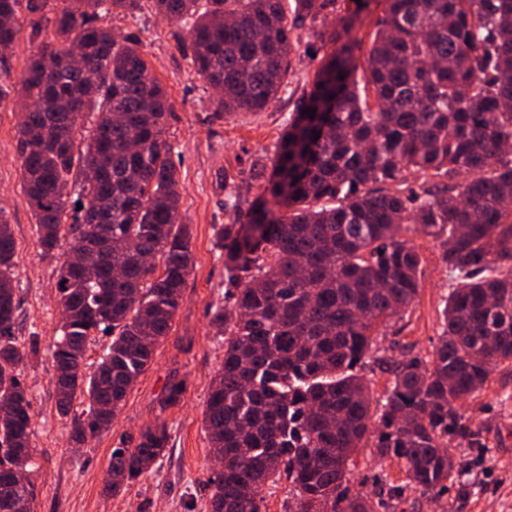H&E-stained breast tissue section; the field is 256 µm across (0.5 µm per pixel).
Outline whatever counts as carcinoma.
I'll return each instance as SVG.
<instances>
[{"mask_svg": "<svg viewBox=\"0 0 512 512\" xmlns=\"http://www.w3.org/2000/svg\"><path fill=\"white\" fill-rule=\"evenodd\" d=\"M55 2L0 0V59L24 8L32 39L43 41L17 82L18 154L40 255L63 257L50 351L66 384L57 411L77 447L109 427L151 365L193 262L165 138L172 105L139 36L98 25L140 0ZM154 2L183 24L182 46L216 91V112L230 117L262 112L287 91L297 31L336 45L247 207L224 174L228 223L214 237L234 302L212 318L224 363L204 424L224 471L208 483L211 512H261L266 489L283 479L284 512H390L408 491L447 493L461 476L447 444L489 447L456 402L477 400L493 367L512 366V0H385L366 51L364 19L341 14L338 0ZM74 45L95 82L66 62ZM87 112L96 119L86 132ZM79 205L81 221L63 223ZM418 230L457 280L432 353L394 361L374 409L356 368L379 326L418 297L421 258L406 238ZM15 266L0 215V474L30 476L32 405L20 377L38 348L15 336ZM99 333L112 339L90 370ZM184 393V380L170 381L160 409ZM371 433L376 454L404 473L375 499L349 487ZM169 439L160 418L134 447L112 449V491L148 472ZM14 504L35 512L32 481L0 480V510Z\"/></svg>", "mask_w": 512, "mask_h": 512, "instance_id": "cac0c4a2", "label": "carcinoma"}]
</instances>
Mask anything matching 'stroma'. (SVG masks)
<instances>
[{
	"label": "stroma",
	"instance_id": "stroma-1",
	"mask_svg": "<svg viewBox=\"0 0 512 512\" xmlns=\"http://www.w3.org/2000/svg\"><path fill=\"white\" fill-rule=\"evenodd\" d=\"M20 34L12 51L0 61V75L9 81L0 97V210L12 227L16 255L15 300L21 318L16 335L21 344L37 342L39 353L23 368L21 379L32 402L31 446L37 512H210L203 483L212 472L203 411L212 379L224 360V339L210 325L215 307L223 305L227 280L224 259L213 245V227L225 223L224 177L241 181V192L255 197L249 176L254 162L273 155L294 115L298 99L332 45L303 32L302 45L288 73V91L269 109L239 118L217 114L212 89L196 75L180 45L181 24L162 19L141 0L139 11L103 18L115 33L137 32L141 50L172 104L165 137L174 147L171 159L180 177V210L193 235V269L182 291V302L166 340L131 390L111 426L80 453L70 449L69 428L57 412L49 346L60 313L57 305L59 260L39 254L34 219L21 189L22 168L17 151L18 109L11 89L36 51L30 40L29 16L21 14ZM422 259L419 296L402 321L391 324L377 339L380 356L399 357L410 351L431 352L441 331L439 312L452 282L430 238L410 234ZM183 378L181 402L166 410L170 444L152 470L119 492L107 489L113 448L137 437L156 416L154 405L171 377ZM512 367L496 368L483 391L472 420L490 430V448H450L465 470L461 485L442 497L411 496L394 512H512ZM374 439L357 456L350 487L373 495L400 481L396 462L380 459Z\"/></svg>",
	"mask_w": 512,
	"mask_h": 512
}]
</instances>
